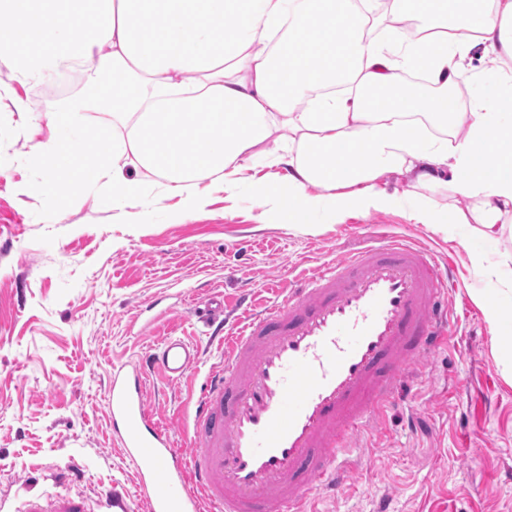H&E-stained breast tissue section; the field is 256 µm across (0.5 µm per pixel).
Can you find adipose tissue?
<instances>
[{
    "label": "adipose tissue",
    "instance_id": "adipose-tissue-1",
    "mask_svg": "<svg viewBox=\"0 0 512 512\" xmlns=\"http://www.w3.org/2000/svg\"><path fill=\"white\" fill-rule=\"evenodd\" d=\"M1 17L0 65L25 90L91 72L25 155L43 184L69 175L57 209L90 185L104 211L140 201L156 174L187 216L216 190L265 198L269 167L284 190L265 218L315 225L398 207L380 185L396 173L419 223L469 227L485 318L512 335V258L496 254L512 235V0H0ZM476 54L496 68L466 69ZM439 188L472 209L449 217Z\"/></svg>",
    "mask_w": 512,
    "mask_h": 512
}]
</instances>
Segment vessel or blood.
Instances as JSON below:
<instances>
[{
	"label": "vessel or blood",
	"instance_id": "vessel-or-blood-1",
	"mask_svg": "<svg viewBox=\"0 0 512 512\" xmlns=\"http://www.w3.org/2000/svg\"><path fill=\"white\" fill-rule=\"evenodd\" d=\"M455 286L446 260L397 236L289 282L261 313L242 299L231 319L212 300L221 362L193 405L186 449L155 420L145 379H182L198 347L168 336L113 367L107 415L148 512H304L311 492L336 496L356 435L455 334Z\"/></svg>",
	"mask_w": 512,
	"mask_h": 512
}]
</instances>
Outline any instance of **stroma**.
<instances>
[{
  "mask_svg": "<svg viewBox=\"0 0 512 512\" xmlns=\"http://www.w3.org/2000/svg\"><path fill=\"white\" fill-rule=\"evenodd\" d=\"M82 75L33 91L34 112L0 97V512H28L46 499L105 512L116 486L130 512H147L133 466L112 440L106 413L113 366L137 360L166 336L200 349L178 382L150 376L148 404L178 443L186 413L220 355L209 341L205 302L234 301L241 287L255 307L282 298L290 279L317 272L344 252L406 236L450 258L459 334L426 358L403 401L356 439L349 480L316 512H512V352L498 343L478 303L489 283L465 248L416 223L409 209L351 214L315 229L265 224L263 200L214 193L190 217L169 220L141 201L97 210L92 194L66 211L33 191L38 173L24 156L48 131L43 113L79 93Z\"/></svg>",
  "mask_w": 512,
  "mask_h": 512,
  "instance_id": "1",
  "label": "stroma"
}]
</instances>
